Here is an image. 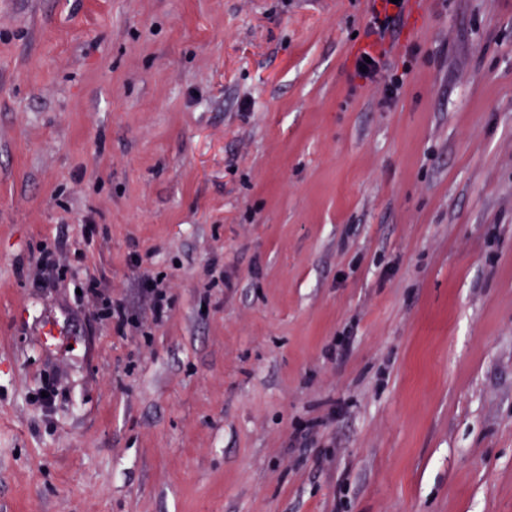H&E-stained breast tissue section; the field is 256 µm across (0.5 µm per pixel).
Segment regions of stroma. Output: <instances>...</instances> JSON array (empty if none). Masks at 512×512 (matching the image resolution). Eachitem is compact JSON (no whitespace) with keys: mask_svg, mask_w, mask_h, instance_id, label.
Here are the masks:
<instances>
[{"mask_svg":"<svg viewBox=\"0 0 512 512\" xmlns=\"http://www.w3.org/2000/svg\"><path fill=\"white\" fill-rule=\"evenodd\" d=\"M373 2L0 0V512H512V0ZM383 1V10L378 11L375 9L372 21L369 24L370 28H376L381 33L396 29L404 4L403 0H399L398 4L392 3L390 0ZM366 57H369L372 60V63H367L365 61ZM383 57V52H377L374 50L361 52L355 60L356 75L360 79L373 81L381 69ZM360 68L365 69V72L360 71ZM144 289L150 301L152 314L158 321L168 305L166 293L158 287V282L149 277L144 281Z\"/></svg>","mask_w":512,"mask_h":512,"instance_id":"obj_1","label":"stroma"}]
</instances>
